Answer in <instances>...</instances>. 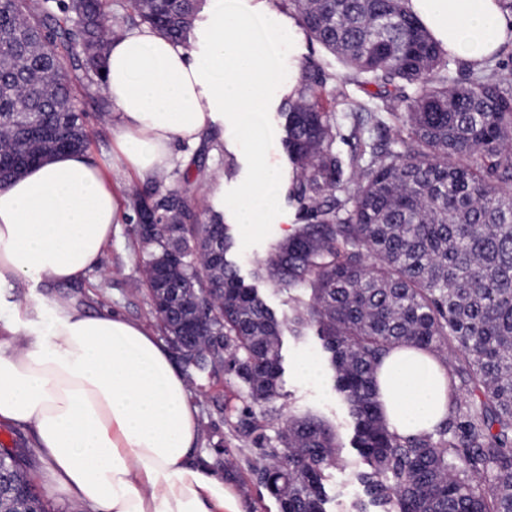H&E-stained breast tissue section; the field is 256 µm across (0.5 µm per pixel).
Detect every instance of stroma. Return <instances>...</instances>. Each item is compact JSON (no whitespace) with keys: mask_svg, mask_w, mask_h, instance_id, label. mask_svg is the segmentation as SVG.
<instances>
[{"mask_svg":"<svg viewBox=\"0 0 512 512\" xmlns=\"http://www.w3.org/2000/svg\"><path fill=\"white\" fill-rule=\"evenodd\" d=\"M251 3L260 12L263 23L281 28L284 34L277 49L279 81L270 91L272 106L262 117L263 124L272 130L273 136L263 143L262 151L265 160L285 181L291 175V166L281 141L280 108L284 90L297 79L300 64L312 61L321 65L325 72L335 74L348 95L362 96L363 88L351 71L344 69L316 41L305 35L292 15L274 8L270 0H251ZM73 85L87 114L90 132L87 156L110 181L120 208H127L131 194L144 189L145 184L118 160L113 135L116 115L113 109L101 108L102 87L85 88L79 77L74 78ZM252 151L251 144L229 139L221 147L209 151L198 144L179 143L174 147L176 160L173 166L159 174L158 179L165 186H178L184 172L182 158L202 159L208 176L194 184V194L204 206L222 211L235 242L233 258L245 283L256 284L267 305L281 317L288 311L287 292L270 282L255 281L253 272L257 262L265 258L270 245L285 239L287 232L295 229L298 217L295 207L283 195L279 198L275 223L251 228L237 223L233 203L241 187L253 176ZM216 176L223 180V190L219 193L210 184L211 178ZM131 228L130 220H122L112 234L101 267L90 273L86 280L44 286L40 289L41 294L49 300H69L91 313L104 309L117 311L131 321L150 327L153 332H160V324L150 312L145 292L136 287L142 278V260ZM282 355V396L275 404V413L268 418L269 423L277 427L289 416L312 414L331 425L340 446L326 471L327 512H383L382 506L368 494L362 480L368 466L354 446V420L348 404L335 390L334 372L324 356L316 328H309L300 336L290 329H283ZM303 358L316 361V374H299L297 364ZM189 393L199 407L203 426L199 448L209 458L212 469L231 485L245 512H277L274 499L252 475L253 469L262 464L259 450L234 437L224 425L225 404L242 402L235 379L222 371L207 388L193 386Z\"/></svg>","mask_w":512,"mask_h":512,"instance_id":"stroma-1","label":"stroma"}]
</instances>
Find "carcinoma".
I'll return each instance as SVG.
<instances>
[{"mask_svg":"<svg viewBox=\"0 0 512 512\" xmlns=\"http://www.w3.org/2000/svg\"><path fill=\"white\" fill-rule=\"evenodd\" d=\"M0 0V186L33 161L85 153L86 114L69 69L100 85L109 43L126 27H147L185 48L208 0ZM365 83L374 105L352 99L336 75L313 62L284 98L283 142L295 171L288 198L303 223L274 244L259 277L309 299L289 302L288 324L314 325L349 404L364 480L384 512H512V68L456 79L448 52L409 0H271ZM351 120L360 151L356 189L340 190L336 140ZM392 121L395 139L366 132ZM181 186L130 196L129 219L181 224L179 241L157 232L136 240L149 266L143 287L167 341L185 334L190 289L224 285L210 325L224 337L219 359L245 392L224 424L264 452L257 481L279 512H326L324 472L335 455L321 420H288L269 434L281 397V325L228 254L234 239L220 216ZM397 345L461 353L450 381L449 415L431 433L389 430L375 372ZM197 373L213 365L187 349ZM476 393L475 402L460 387ZM0 459L27 488L0 497V512H50L23 458Z\"/></svg>","mask_w":512,"mask_h":512,"instance_id":"1","label":"carcinoma"}]
</instances>
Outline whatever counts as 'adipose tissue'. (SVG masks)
Instances as JSON below:
<instances>
[{
    "label": "adipose tissue",
    "instance_id": "ef3b65f1",
    "mask_svg": "<svg viewBox=\"0 0 512 512\" xmlns=\"http://www.w3.org/2000/svg\"><path fill=\"white\" fill-rule=\"evenodd\" d=\"M449 54L479 65L512 40L501 0H410ZM281 32H254L242 0H210L193 51L141 27L110 44L104 89L126 165L151 179L175 142L197 143L215 123L253 135L278 75L269 48ZM254 176L235 202L239 223L277 209L275 171L254 152ZM120 218L102 171L63 153L0 187V291L25 281L70 284L97 268ZM0 315V421L33 430L52 486L82 512H242L199 455L197 408L171 353L118 313L91 315L33 293ZM387 426L431 431L448 413V373L432 353L397 347L377 371Z\"/></svg>",
    "mask_w": 512,
    "mask_h": 512
}]
</instances>
